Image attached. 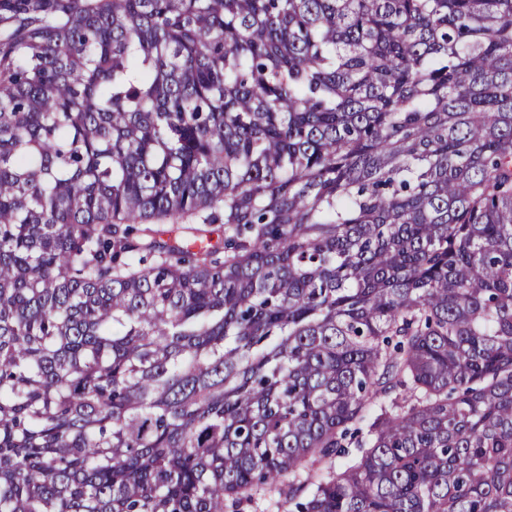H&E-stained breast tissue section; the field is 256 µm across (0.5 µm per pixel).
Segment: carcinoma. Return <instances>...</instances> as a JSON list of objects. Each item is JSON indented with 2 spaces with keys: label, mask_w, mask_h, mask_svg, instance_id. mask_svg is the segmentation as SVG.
I'll return each mask as SVG.
<instances>
[{
  "label": "carcinoma",
  "mask_w": 512,
  "mask_h": 512,
  "mask_svg": "<svg viewBox=\"0 0 512 512\" xmlns=\"http://www.w3.org/2000/svg\"><path fill=\"white\" fill-rule=\"evenodd\" d=\"M268 489L512 512V0H0V512Z\"/></svg>",
  "instance_id": "carcinoma-1"
}]
</instances>
